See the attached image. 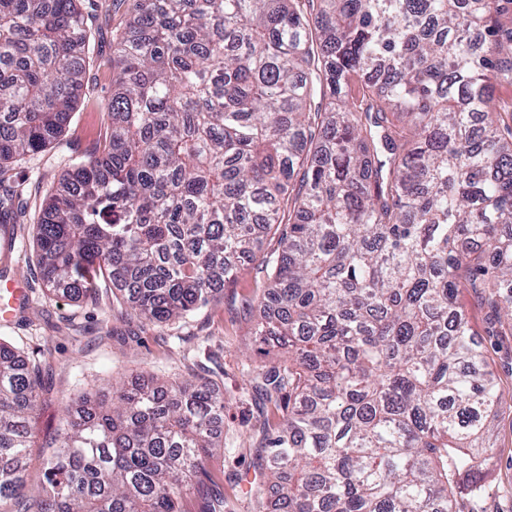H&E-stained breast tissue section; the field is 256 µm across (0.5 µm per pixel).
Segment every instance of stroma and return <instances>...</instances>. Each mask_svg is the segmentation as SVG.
<instances>
[{"mask_svg": "<svg viewBox=\"0 0 512 512\" xmlns=\"http://www.w3.org/2000/svg\"><path fill=\"white\" fill-rule=\"evenodd\" d=\"M134 0H101L87 5L91 37L86 57L83 91L68 120L60 143L49 152L16 163L12 174L19 180L45 177L53 182L64 174L67 159L90 150L103 132L97 113L112 97L105 73L112 57V42L129 21ZM38 201L27 198L14 234L27 243L5 278L17 266L28 269L25 280L30 303L12 324H0V340L23 356L38 360L49 398L32 421L36 445L30 450L29 486H36L45 446L56 435L64 408L86 396L110 393L113 384L153 374L168 382L201 375L224 396V421L220 432L222 451L214 453L206 469L209 480L224 490L234 512H248L256 447L250 434L258 426L264 406L255 397L247 372L279 364L280 352L262 343L253 333L255 313L244 301L254 292L252 275L240 274L236 284L223 289L216 303L191 313L180 323L162 329H139L112 305V291L99 289L95 300L73 303L54 298L39 275L36 254L30 245L38 220ZM459 302L471 316L476 339L487 350L493 370L504 389L512 391V336H502L486 306L471 290ZM456 512H512V409L505 410L496 426V448L491 466L479 479H457Z\"/></svg>", "mask_w": 512, "mask_h": 512, "instance_id": "obj_1", "label": "stroma"}]
</instances>
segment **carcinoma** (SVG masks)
I'll use <instances>...</instances> for the list:
<instances>
[{
	"label": "carcinoma",
	"mask_w": 512,
	"mask_h": 512,
	"mask_svg": "<svg viewBox=\"0 0 512 512\" xmlns=\"http://www.w3.org/2000/svg\"><path fill=\"white\" fill-rule=\"evenodd\" d=\"M80 0H0V224L53 149L88 51ZM512 0H136L112 43L105 135L43 193L56 298L120 283L143 328L255 265L253 512H454L492 458L503 390L470 288L512 335ZM277 247L254 249L256 236ZM38 365L0 344V512L25 489ZM204 378L63 414L21 512H182L224 440ZM276 487L270 502L265 488ZM204 512H224L205 493Z\"/></svg>",
	"instance_id": "obj_1"
}]
</instances>
